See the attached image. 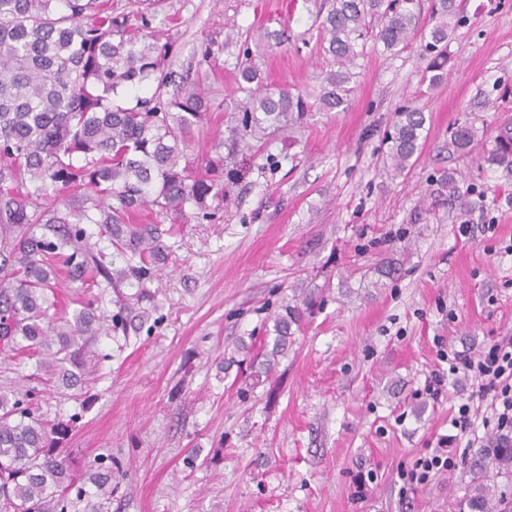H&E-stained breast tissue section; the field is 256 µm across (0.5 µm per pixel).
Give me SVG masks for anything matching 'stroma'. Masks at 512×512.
Listing matches in <instances>:
<instances>
[{
    "label": "stroma",
    "instance_id": "stroma-1",
    "mask_svg": "<svg viewBox=\"0 0 512 512\" xmlns=\"http://www.w3.org/2000/svg\"><path fill=\"white\" fill-rule=\"evenodd\" d=\"M447 74L431 84L421 39L390 53L367 38L344 107L323 110L336 64L330 0H162L152 20L168 67L212 107L187 154L216 140L240 165L223 210L165 237L144 319L113 331L134 287L59 275L62 302L98 300L103 331L81 386L48 381L37 353L0 355V390L34 393L64 450L112 460L102 512H455L472 455L451 406L475 392L450 373L512 337V170L487 162L512 129V0H456ZM309 106L287 128L242 134L238 65ZM427 116L422 153L396 174L385 137L398 110ZM474 122L468 153L451 131ZM453 174L452 199L439 178ZM309 298L287 352L264 366L284 305ZM446 373L441 402L423 392ZM447 447L451 469L402 475Z\"/></svg>",
    "mask_w": 512,
    "mask_h": 512
}]
</instances>
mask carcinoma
Wrapping results in <instances>:
<instances>
[{
	"mask_svg": "<svg viewBox=\"0 0 512 512\" xmlns=\"http://www.w3.org/2000/svg\"><path fill=\"white\" fill-rule=\"evenodd\" d=\"M432 15L423 54L439 70L459 24L455 0H435ZM419 19V0H333L324 29L338 70L327 75L323 107L346 102L349 74L341 68L359 56L368 29L395 52L418 32ZM169 52L170 44L132 32L128 16L112 15L104 0H0V349L42 352L46 375L67 385L82 381L84 337L97 333L99 316L91 299L71 314L58 305V266L83 284L102 277L114 288L125 281L143 288L174 226L190 216L212 218L224 206L228 158L218 156L195 176L185 157L187 138L210 104L200 92L168 90ZM150 81V96L131 106L119 99L120 89ZM238 89L247 94L245 132L286 127L307 111L301 96L260 84L247 62L238 66ZM426 121L421 108L396 112L387 157L397 174L417 161ZM476 137L466 122L451 142L464 152ZM488 162L512 168L509 133L499 136ZM63 190L71 193L65 202ZM142 207L154 209L155 221L131 223ZM92 225L118 254H130L126 266L111 269L106 253L93 250ZM300 317L299 309L285 307L271 357L287 350ZM30 396L0 393V512H72L83 501V512H100V504L85 501L80 465L60 450L64 432L47 428ZM93 468L97 489L112 488V466L96 459ZM492 471L512 476L511 438L474 451L458 512H512L491 483Z\"/></svg>",
	"mask_w": 512,
	"mask_h": 512,
	"instance_id": "cac0c4a2",
	"label": "carcinoma"
}]
</instances>
